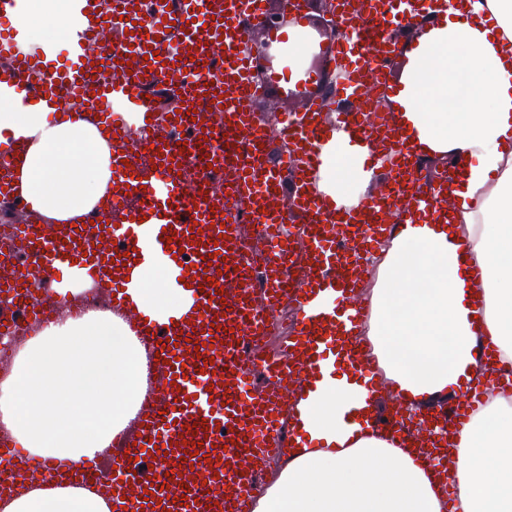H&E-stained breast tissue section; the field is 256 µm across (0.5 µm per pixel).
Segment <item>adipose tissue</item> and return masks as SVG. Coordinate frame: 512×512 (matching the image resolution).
Returning <instances> with one entry per match:
<instances>
[{
    "instance_id": "obj_1",
    "label": "adipose tissue",
    "mask_w": 512,
    "mask_h": 512,
    "mask_svg": "<svg viewBox=\"0 0 512 512\" xmlns=\"http://www.w3.org/2000/svg\"><path fill=\"white\" fill-rule=\"evenodd\" d=\"M424 27L404 43L390 98L402 136L427 158L460 163L448 185L452 223H402L376 258L362 338L410 411L430 409L483 371L474 347L512 362V0H420ZM86 22L77 0H18L19 51L54 57ZM46 102L0 89V141L23 137L19 191L27 209L63 224L95 210L112 187V156L93 116L55 118ZM315 187L356 207L376 173L367 149L332 129ZM154 254L134 289L146 314L181 315L189 289L165 285ZM147 353L117 314L64 316L30 340L0 381V424L30 453L103 457L145 398ZM364 386L323 374L297 394L303 431L254 512H445L435 478L412 449L363 420ZM448 481L457 512H512V396L489 400L461 429ZM86 487L48 482L19 491L0 512H112Z\"/></svg>"
}]
</instances>
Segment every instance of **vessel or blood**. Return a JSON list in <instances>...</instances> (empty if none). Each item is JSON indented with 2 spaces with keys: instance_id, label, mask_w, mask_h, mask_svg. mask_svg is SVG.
Masks as SVG:
<instances>
[{
  "instance_id": "b4317fda",
  "label": "vessel or blood",
  "mask_w": 512,
  "mask_h": 512,
  "mask_svg": "<svg viewBox=\"0 0 512 512\" xmlns=\"http://www.w3.org/2000/svg\"><path fill=\"white\" fill-rule=\"evenodd\" d=\"M80 5L88 23L77 33L67 67L20 53L13 39L0 38V59L9 64L15 91L55 107L68 90L82 91L112 139L111 207L93 218L80 216L74 241L66 225L44 223L36 214L16 238V253L38 258L43 285L28 324L38 327L67 306V297L54 290V263L65 260L83 270L92 287L110 292L113 311L157 357L150 365L152 398L112 459L117 512H209L218 498L224 501L220 512H250L267 457L293 449L282 434L283 420H290L292 435L301 432L293 386L316 382L331 353L348 373L372 380L358 334L365 309L356 299L369 274L362 254L391 235L392 214L447 215L442 190L448 168L411 175L417 154L399 134L379 139L365 114L348 116L342 124L352 142L374 157L393 156L396 175L358 209L340 214L313 183L326 138L322 100L309 98L303 112L279 127V138L294 148L291 158L270 154L264 132L252 125L265 89L254 79L259 61L245 44L251 27L265 22L263 0H112L107 13L100 0ZM107 30L118 34L117 48L91 58L87 44ZM383 31L377 21L355 29L336 52L337 70L389 75L399 47ZM97 61L109 66L112 81L91 82ZM168 99L179 100L181 110L164 118L159 103ZM199 102L208 104L211 119L191 121ZM20 146L13 141L0 154L1 200L14 197ZM211 167L230 170L223 191L205 183ZM288 217L304 226L303 251L278 231ZM158 251L190 282L187 314L148 319L131 300L141 266ZM47 252L52 261L41 262ZM330 290L341 293L340 311L323 306ZM282 304L295 306L301 317L281 355L267 359L259 356L256 339L268 335L270 310ZM262 366L286 380L279 396L249 389L252 369ZM202 377L213 385L206 400L197 397ZM380 391L372 380L371 396ZM485 399L483 382H476L449 404L446 424L462 429ZM405 413L396 396L372 423L396 438L418 440L428 465L447 470V436L425 439L429 414L410 426ZM160 456L167 472L156 476L150 466ZM98 472L93 462L47 458L29 467L27 477L36 484L58 477L84 483Z\"/></svg>"
}]
</instances>
